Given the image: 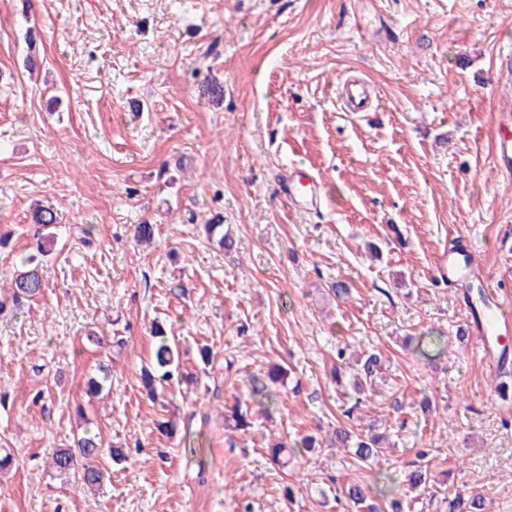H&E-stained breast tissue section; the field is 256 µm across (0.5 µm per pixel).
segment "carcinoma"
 I'll use <instances>...</instances> for the list:
<instances>
[{
    "instance_id": "carcinoma-1",
    "label": "carcinoma",
    "mask_w": 512,
    "mask_h": 512,
    "mask_svg": "<svg viewBox=\"0 0 512 512\" xmlns=\"http://www.w3.org/2000/svg\"><path fill=\"white\" fill-rule=\"evenodd\" d=\"M31 223L38 226L36 236L37 247H42L45 239V228L56 223V217L52 210L45 207H37L34 210ZM13 301L28 299L38 295L43 288L41 263L29 258L24 263L22 270L18 271L11 281ZM155 339L154 346V371L142 373L143 386L149 398L154 399L158 394V386L174 376L179 369V353L174 343V335L171 330L155 323L151 330ZM445 338L435 336L430 331H424L417 336L407 339V346L411 347L416 357L420 360H430L435 357ZM382 366L381 355L375 352H364L358 361V368L353 372V386L357 397L355 402L342 413V418L336 420V428L328 439L327 447L336 449H354L353 455L362 463V473L350 483L336 489V498H344L356 512H410V495L428 480V471L423 467H416L405 472L404 480H399L392 473L364 466L370 459L379 456V445L383 436L372 431L355 433L352 424L355 422L354 411L362 407L364 398L363 383L370 382L378 375ZM280 381L279 372L273 370L268 374L253 375L249 378L248 396L256 403L265 405L266 412H271L274 407V398L271 391L273 384ZM250 407L236 401L228 413L224 414V427L233 431L245 433L254 426V421L249 415ZM318 447L316 438L309 435L295 436L293 438H281L271 442L267 446L269 460L274 465H281V453L289 449L292 456H302L304 453ZM103 448L98 437L86 430L77 439L76 447L60 448L56 450L52 458L53 468L67 474L72 470L81 471L82 485L87 488L97 487L104 479V471L101 468L100 456ZM448 512H490V507L484 498L473 492L459 490L448 504Z\"/></svg>"
}]
</instances>
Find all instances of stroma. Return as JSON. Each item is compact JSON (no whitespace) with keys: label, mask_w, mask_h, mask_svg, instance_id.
Returning a JSON list of instances; mask_svg holds the SVG:
<instances>
[{"label":"stroma","mask_w":512,"mask_h":512,"mask_svg":"<svg viewBox=\"0 0 512 512\" xmlns=\"http://www.w3.org/2000/svg\"><path fill=\"white\" fill-rule=\"evenodd\" d=\"M510 48L512 0H36L29 20L0 0V285L37 252L31 205L57 218L43 294L0 311V451L14 459L0 512H336L351 454L282 468L265 448L335 428L355 396L331 378L341 344L384 358L361 410L389 442L380 468L429 451L412 512H448L460 489L512 512L499 392L512 369L465 336L484 289L512 305V180L489 137L512 111L495 68ZM356 80L379 111H344ZM295 165L324 184L314 206L282 187ZM218 214L232 251L203 231ZM452 242L476 256L470 283L446 279ZM157 321L179 340L180 375L152 401L141 370ZM427 330L447 339L430 362L406 346ZM102 363L103 392L87 396ZM275 363L277 408L227 441L225 407ZM87 429L125 453L103 457L95 492L51 466Z\"/></svg>","instance_id":"1"}]
</instances>
